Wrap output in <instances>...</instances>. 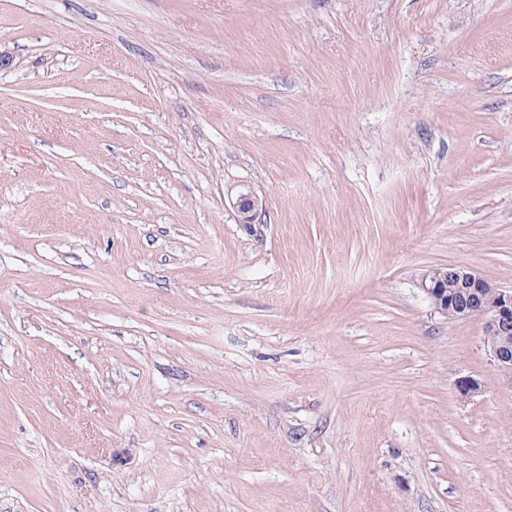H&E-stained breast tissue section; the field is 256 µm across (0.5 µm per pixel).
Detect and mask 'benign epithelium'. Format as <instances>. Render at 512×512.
I'll return each mask as SVG.
<instances>
[{"instance_id": "benign-epithelium-1", "label": "benign epithelium", "mask_w": 512, "mask_h": 512, "mask_svg": "<svg viewBox=\"0 0 512 512\" xmlns=\"http://www.w3.org/2000/svg\"><path fill=\"white\" fill-rule=\"evenodd\" d=\"M238 222L252 229L262 212V201L250 190L236 201ZM420 290L433 311L446 320H485L484 347L491 366L512 387V289L499 288L477 273L454 267L432 268L421 278ZM459 394L470 398L481 391L472 377L457 381Z\"/></svg>"}]
</instances>
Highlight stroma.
<instances>
[{"label":"stroma","instance_id":"1","mask_svg":"<svg viewBox=\"0 0 512 512\" xmlns=\"http://www.w3.org/2000/svg\"><path fill=\"white\" fill-rule=\"evenodd\" d=\"M0 53V512H512L418 286L512 288V0H0ZM262 206V201L251 190L240 192L236 201L239 224L249 229L254 228Z\"/></svg>","mask_w":512,"mask_h":512}]
</instances>
